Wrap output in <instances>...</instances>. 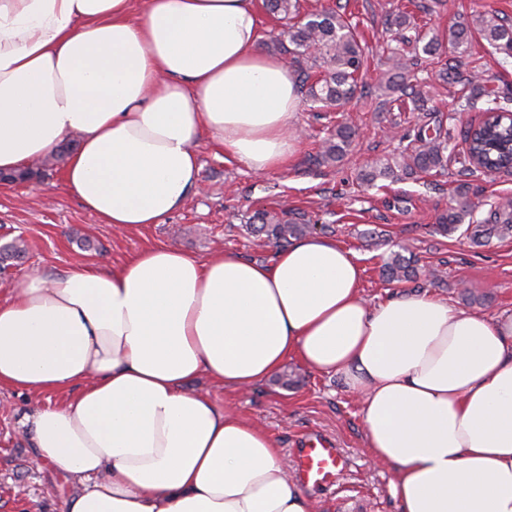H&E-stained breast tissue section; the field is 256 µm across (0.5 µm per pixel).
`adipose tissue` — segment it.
Instances as JSON below:
<instances>
[{
  "mask_svg": "<svg viewBox=\"0 0 512 512\" xmlns=\"http://www.w3.org/2000/svg\"><path fill=\"white\" fill-rule=\"evenodd\" d=\"M133 4L0 0V171L78 136L68 188L119 228L184 205L203 135L254 173L285 168L300 101L253 0ZM360 288L322 235L270 264L158 246L117 271H34L0 300V387L67 395L22 420L36 462L78 478L62 512H310L265 431L186 389L252 386L293 356L359 395L400 512H512V312Z\"/></svg>",
  "mask_w": 512,
  "mask_h": 512,
  "instance_id": "ef3b65f1",
  "label": "adipose tissue"
}]
</instances>
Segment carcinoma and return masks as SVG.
Returning a JSON list of instances; mask_svg holds the SVG:
<instances>
[{
	"label": "carcinoma",
	"instance_id": "1",
	"mask_svg": "<svg viewBox=\"0 0 512 512\" xmlns=\"http://www.w3.org/2000/svg\"><path fill=\"white\" fill-rule=\"evenodd\" d=\"M266 8L286 20L281 36L292 45L289 53L303 76L309 101L316 108L339 110L357 95L363 86L366 55L356 27L345 15L335 10H323L310 14L303 22L295 21L299 14V0H266ZM477 31L496 51L512 58V24L499 18L495 13L484 11L476 16ZM402 44L412 47V54L423 52L425 55L437 53L442 40L436 36L424 39L420 34L414 37H401ZM467 31L451 29L448 33V48L455 55L448 58L442 72L447 84H462L459 97V109L468 110L477 104L483 105L486 114H503L508 111L505 100L491 87V80L483 77H466L457 65V54L467 43ZM390 69L386 79V89L392 93L409 98L415 107H420L423 98L410 84V72L415 62L409 58L405 49L395 48L388 57ZM473 125L461 129V136L467 145L465 167L474 173L481 171L487 175L508 160L504 151L512 142V125L501 124L495 127L484 126L478 132H472ZM353 137V131L346 124L336 125V129L323 140L319 151L322 163H337L342 160ZM402 149L398 155L386 162H379L363 171L360 179L373 184L379 179L410 177L445 170L448 159L454 153L456 145L451 136L442 132L441 127H432L426 123L406 128L400 134ZM476 205L462 189L448 206L437 216L438 229L444 234L456 232L466 218H470ZM248 228L276 244L286 245L290 239L312 233L314 225L303 215L258 210L248 218ZM476 240L489 241L495 236L512 232V200L507 199L494 204L488 224H470L467 227ZM25 254L22 243H10L0 246V266L6 268L9 263ZM382 276L390 283L407 282L417 276L411 258L393 251L381 257Z\"/></svg>",
	"mask_w": 512,
	"mask_h": 512
}]
</instances>
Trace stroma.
I'll return each mask as SVG.
<instances>
[{
  "instance_id": "1",
  "label": "stroma",
  "mask_w": 512,
  "mask_h": 512,
  "mask_svg": "<svg viewBox=\"0 0 512 512\" xmlns=\"http://www.w3.org/2000/svg\"><path fill=\"white\" fill-rule=\"evenodd\" d=\"M300 5L305 15L336 6L352 14L369 49L368 71L363 93L340 110L314 112L308 102H300L292 121L296 150L287 169L253 173L217 141L203 137L197 145L200 179L184 206L164 223L120 229L100 223L69 193L64 153L33 162L36 180L0 184V244L16 238L27 243L25 257L0 275V298L31 270L53 275L79 264L118 270L151 246H172L199 259L220 248L267 263L277 248L247 234L244 215L297 209L316 220L317 234L356 256L362 267L361 294L369 302L417 291V283L390 284L380 276L382 256L404 246L420 268L440 270V280L429 287L434 295L486 318L511 311L512 237L478 245L458 232H436L433 224L463 185L477 206L476 219L487 218L498 197L512 196V174L470 176L454 163L442 174L381 179L373 186L362 184L357 175L397 149V141L386 134L390 126L407 128L428 115L455 135L481 117L477 111H457L459 85L444 83L441 59L427 56L411 79L425 99L424 111L389 110L384 81L393 33L388 20L402 9L427 36L447 37L452 26L467 29L463 73L493 76V88L512 97V61L504 62L475 28L476 14L485 10L512 20V0H300ZM339 123L356 132L345 158L332 165L317 162L322 140ZM465 284L476 291L477 301L464 300ZM283 370L298 375L299 385L282 386L274 376L234 389L203 375L187 388L210 392L220 405L262 428L286 459H293L308 437L330 439L345 467L336 484L307 486L313 512H342L346 506L355 512H398L390 467L374 461L364 446L358 398L346 391L339 376L315 373L297 359H289ZM43 402L41 396L0 387V512H60L62 501L79 488L70 475L34 461L32 441L20 420Z\"/></svg>"
}]
</instances>
